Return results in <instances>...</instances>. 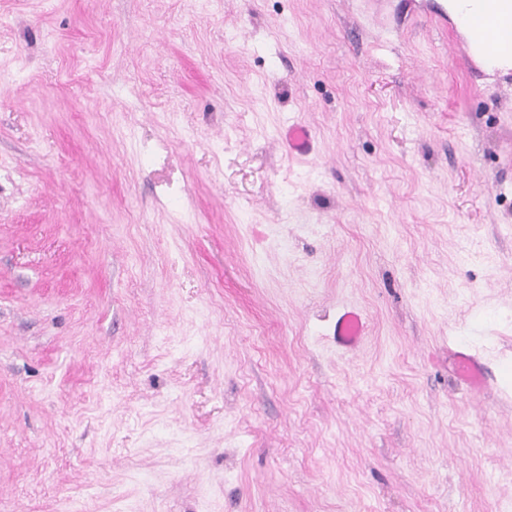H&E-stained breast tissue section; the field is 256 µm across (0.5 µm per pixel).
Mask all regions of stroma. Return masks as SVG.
Returning a JSON list of instances; mask_svg holds the SVG:
<instances>
[{
  "instance_id": "35a3bbf8",
  "label": "stroma",
  "mask_w": 512,
  "mask_h": 512,
  "mask_svg": "<svg viewBox=\"0 0 512 512\" xmlns=\"http://www.w3.org/2000/svg\"><path fill=\"white\" fill-rule=\"evenodd\" d=\"M439 12L0 0V512H512V70ZM366 322L362 315L355 311L342 312L334 330L336 345L345 350H353L366 334ZM451 356L454 374L467 381L473 391H482L485 387V375L479 361L464 352H453Z\"/></svg>"
}]
</instances>
